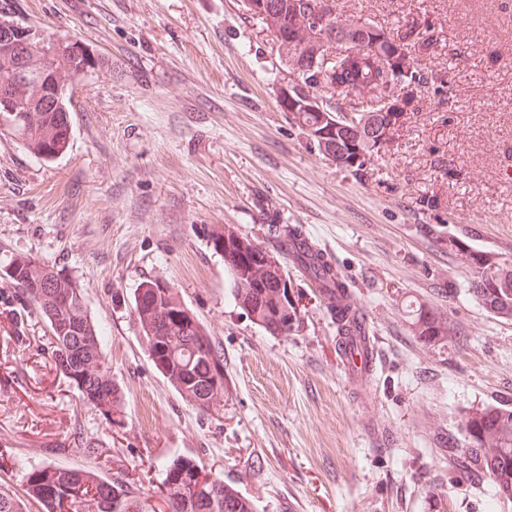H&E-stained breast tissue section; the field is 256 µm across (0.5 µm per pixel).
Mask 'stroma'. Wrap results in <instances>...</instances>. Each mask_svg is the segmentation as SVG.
Listing matches in <instances>:
<instances>
[{
  "mask_svg": "<svg viewBox=\"0 0 512 512\" xmlns=\"http://www.w3.org/2000/svg\"><path fill=\"white\" fill-rule=\"evenodd\" d=\"M24 22L89 44L68 150L46 162L0 134V259L27 254L85 290L121 423L82 403L52 367L41 319L0 310V484L23 493L46 464L158 485L177 457L237 483L259 512H512L488 481L459 479L473 409H512V321L471 294L474 270L435 239L512 262V0H336L385 31L431 27L418 107L361 171L336 166L277 102L290 73L241 0H16ZM297 224L348 278L376 338L351 384L336 325L293 264L299 322L273 336L236 306L208 240L232 224L266 249ZM170 283L224 355L221 406L200 411L153 366L129 306ZM457 325L430 346L412 312ZM94 446L95 454L84 451ZM261 461L248 477V463ZM436 238H440L442 246L448 249V252L454 255L457 260H459L462 264L471 266L473 268L476 266V253H488L472 246L462 239H459L453 234H448V236L438 235ZM458 240H460L461 243L458 242ZM475 270L477 273V268H475Z\"/></svg>",
  "mask_w": 512,
  "mask_h": 512,
  "instance_id": "stroma-1",
  "label": "stroma"
}]
</instances>
